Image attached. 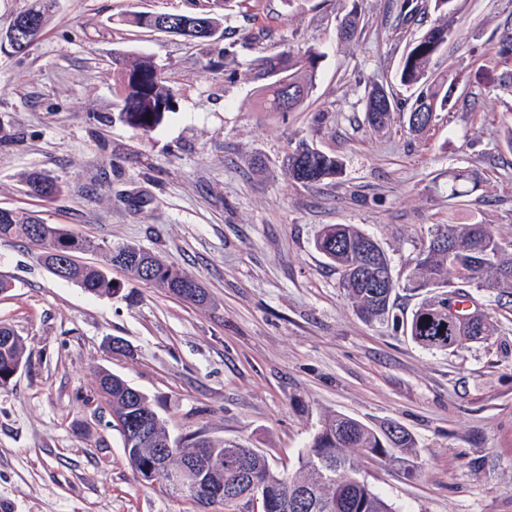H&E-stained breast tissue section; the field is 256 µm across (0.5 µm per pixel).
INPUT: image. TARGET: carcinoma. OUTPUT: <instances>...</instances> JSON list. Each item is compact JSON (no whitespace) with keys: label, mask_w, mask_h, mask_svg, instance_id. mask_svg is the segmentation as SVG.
I'll return each mask as SVG.
<instances>
[{"label":"carcinoma","mask_w":512,"mask_h":512,"mask_svg":"<svg viewBox=\"0 0 512 512\" xmlns=\"http://www.w3.org/2000/svg\"><path fill=\"white\" fill-rule=\"evenodd\" d=\"M435 21L421 35L408 44L396 71L400 85L417 91L411 102H391L392 110L408 116L418 108L431 112L445 111L450 104L453 80L448 75L436 77L430 70L435 56L453 35L447 16L453 0H431ZM56 0H32L19 12L14 21L20 33L16 54L25 55L49 23ZM391 7L397 10L396 19L407 23L415 16L418 6L412 0H396ZM222 18L211 12H136L124 22L133 27L166 33H175L190 40L206 42L220 30ZM322 53L309 47L301 53L265 55L258 66L247 73V79L260 83L258 93L264 112H291L304 102L315 85ZM113 80L119 86L122 111L133 119V125L147 131L158 124L156 113L169 112L175 92L169 84L164 68L146 53L119 54L115 57ZM286 81L294 87L295 96L284 107L280 101L278 83ZM383 87L374 84L367 93L365 117L370 128L380 131L388 127L391 113L372 111L374 99L385 96ZM284 176L303 185L321 184L336 179L343 173V162L334 154L320 150L305 140L289 149L281 164ZM27 195L47 202L62 192V186L42 171L23 175ZM479 179L464 171L448 183V196L460 198L475 191ZM19 240L40 248L44 266L48 269L62 261L68 263L65 281L75 283L90 294L112 296L121 290L112 279L110 268H117L133 277L165 290L173 297L192 305L202 306L207 293L198 282L184 272L165 263L157 255L131 244L105 249L102 265L80 263L77 255L97 251L100 244L75 235L69 230L49 224L37 210L0 208V241ZM322 254L340 274L344 288L356 314L367 322L383 321L394 307V288H369L366 283L388 270L390 259L381 245L355 224H327L314 242ZM473 284L477 288L493 290L498 296L512 297V252L506 250L491 224L438 225L420 250L415 265L407 277L414 290L442 289L425 299L406 323V333L420 347L432 351H453L464 339L493 334V324L477 311L463 314L448 322V295L457 298L462 293L455 282ZM26 344L11 327L0 324V381L17 367L25 364ZM97 395L101 405L109 411L112 429L123 443L128 465L138 475L156 459L157 449L167 447L171 433L165 420L158 419L153 435L147 442L134 443L128 436L131 426L145 416H155L154 403L144 393L133 396V386L122 377L102 369L97 374ZM392 424L373 427L345 414L326 417L314 434L308 448L298 457L296 470L288 475L273 469L265 456L254 460L252 477L276 492L292 499L304 489L318 483L320 472L329 482L315 491L312 504H300L293 512H396L371 484L359 474L364 452L380 451L383 462L397 463L409 476L418 473L413 461L415 440L404 428L393 440ZM181 453L185 456H208L206 482L214 487L236 489L243 493L241 469L236 467L228 447L217 446L200 433L183 437ZM171 495L199 504L224 506L226 512H238L240 502L210 499L189 490L171 489Z\"/></svg>","instance_id":"obj_1"}]
</instances>
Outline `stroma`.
I'll use <instances>...</instances> for the list:
<instances>
[{
    "instance_id": "1",
    "label": "stroma",
    "mask_w": 512,
    "mask_h": 512,
    "mask_svg": "<svg viewBox=\"0 0 512 512\" xmlns=\"http://www.w3.org/2000/svg\"><path fill=\"white\" fill-rule=\"evenodd\" d=\"M386 0H248L224 33L199 43L120 25L135 11L191 12L209 0H59L28 54L0 52V206L28 208L21 176L43 171L63 191L40 203L48 223L103 247L135 244L192 275L198 307L127 277L112 298L62 281L38 247L0 242V323L26 342L27 363L0 389V512H202L136 478L108 428L96 375L147 394L172 436L202 433L258 449L293 472L322 419L392 421L414 437L415 477L398 465L367 478L397 512H512V308L465 292L495 321L489 340L428 351L403 322L422 290H398L394 320L353 310L313 243L326 224H356L405 278L439 224H491L512 243V91L496 82L512 35V0H455L454 35L432 63L451 72L452 101L418 136L394 118L376 133L365 95L394 74L436 15L400 26ZM351 40L336 36L350 11ZM319 47L316 87L297 112H262L246 81L260 56ZM147 53L175 89L150 132L122 110L113 58ZM307 139L339 156L342 175L287 180L289 147ZM480 177L449 198L448 177ZM127 352L110 349L112 338Z\"/></svg>"
}]
</instances>
